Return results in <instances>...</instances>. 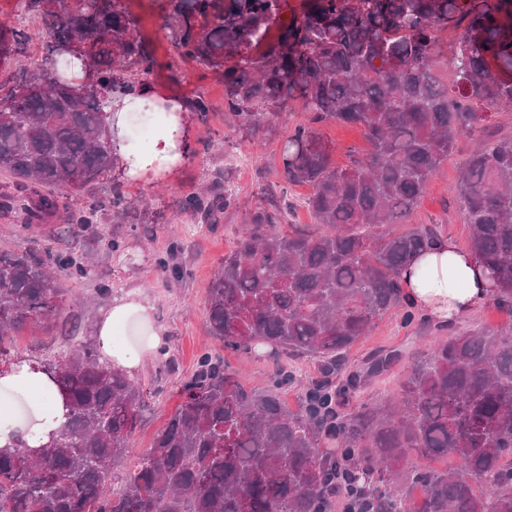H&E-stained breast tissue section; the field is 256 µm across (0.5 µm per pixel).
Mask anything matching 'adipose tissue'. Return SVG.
I'll list each match as a JSON object with an SVG mask.
<instances>
[{
	"mask_svg": "<svg viewBox=\"0 0 512 512\" xmlns=\"http://www.w3.org/2000/svg\"><path fill=\"white\" fill-rule=\"evenodd\" d=\"M163 99L171 105L170 131L162 139L158 156L173 167L180 164L185 155L184 148L179 147L176 141V135L188 117L184 99L164 96L156 85L146 83L138 88L136 99L116 98L113 109L115 117L122 121L133 102L153 103ZM402 280L413 307L443 323L459 320L491 298L492 281L486 265L445 236L439 237L430 249L409 262L402 272ZM152 311V303L147 297L130 293L113 298L111 306L101 316L98 342L104 352L111 354L117 366L136 371L141 357L113 349V327L133 315L150 318ZM0 388L38 398L27 418L0 412V449L21 441L32 446L45 443L65 413L64 400L48 374L31 363L23 362L0 371Z\"/></svg>",
	"mask_w": 512,
	"mask_h": 512,
	"instance_id": "ef3b65f1",
	"label": "adipose tissue"
}]
</instances>
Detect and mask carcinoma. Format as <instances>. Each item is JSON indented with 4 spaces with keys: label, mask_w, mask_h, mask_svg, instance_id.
I'll return each mask as SVG.
<instances>
[{
    "label": "carcinoma",
    "mask_w": 512,
    "mask_h": 512,
    "mask_svg": "<svg viewBox=\"0 0 512 512\" xmlns=\"http://www.w3.org/2000/svg\"><path fill=\"white\" fill-rule=\"evenodd\" d=\"M167 0L172 59L194 61L224 80V109L257 132L299 103L314 122L362 128L370 150L332 165L327 141L299 125L281 149L288 185L306 184L319 230L277 231L283 211L263 210L239 232L208 287L207 328L244 356L269 349L276 371L247 388L225 361L202 355L183 382L181 404L141 457L110 488L114 468L134 454L142 390L96 345L81 342L45 362L67 413L53 440L33 455L0 449V512H512V321L448 333L411 361L400 393L361 400L367 385L399 363L378 350L358 366L347 353L386 311L406 310L401 271L438 239L434 224L407 226L429 177L456 139L512 107V0ZM33 23L58 51L86 50L84 77L41 85L25 64ZM464 26L451 61L437 34ZM0 215L19 235L56 218L86 228L131 202L101 197L114 168L112 99L136 91L158 67L125 0H20L18 21L0 24ZM451 66L450 79L438 75ZM204 119L203 94L187 99ZM63 189L60 205L53 190ZM457 190L469 250L493 273L492 301L512 311V136L463 165ZM212 190L184 196L183 214L209 222L235 206ZM93 266L63 252H0V364L16 331L48 330L68 302L63 277ZM310 359L318 376L297 410L280 391L294 382L288 361ZM444 459L442 470L430 462Z\"/></svg>",
    "instance_id": "1"
}]
</instances>
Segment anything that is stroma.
Listing matches in <instances>:
<instances>
[{
    "label": "stroma",
    "instance_id": "35a3bbf8",
    "mask_svg": "<svg viewBox=\"0 0 512 512\" xmlns=\"http://www.w3.org/2000/svg\"><path fill=\"white\" fill-rule=\"evenodd\" d=\"M165 7L166 0H131L129 9L138 18L140 31L160 63L159 69L147 75V82L184 99L203 93L212 105L205 119L193 117L187 123L192 142L188 157L171 171L138 179L116 172L126 196L136 200L137 205L117 218L103 214L95 236L82 235L78 225L59 220L18 235L0 218L2 251H71L81 258L91 257L94 262L92 278L63 282L66 296L84 302L78 319L59 320L49 331L35 325L20 329L12 338L14 360H59L71 346L96 340L100 312L111 305L114 295L136 289L152 302V327L161 333L165 352L145 359L133 374L144 394L141 419L132 436L138 453L151 447L180 404V384L192 375L201 354L224 357L245 386L266 383L272 372L266 353L246 357L225 349L222 341L209 336L207 288L225 254L233 248L241 227L251 222L257 209L277 208L286 198L291 208L280 231L312 226L305 204L311 190L305 185L285 186L280 156L282 139L295 126L311 124V113L301 105H292L256 136L239 127L231 113L224 110L221 80L193 63H183L177 71H169L172 48L164 30ZM319 128L333 148L336 165L348 164L352 156L363 154L368 148L356 127L330 121L320 123ZM504 135H512L511 108L493 112L486 129L459 138L453 152L429 178L412 215L413 223L439 225L443 235L459 247H466L468 226L456 189L461 166L473 151ZM203 187L232 191L236 208L225 211L215 224L178 215L177 200ZM114 238L122 240L121 251L112 250L110 241ZM175 239L185 245L184 252L169 255L171 263L185 272L178 280L162 274L156 262L157 257L168 255L169 244ZM424 334L419 322H405L400 308L376 320L371 331L350 350L352 363L361 362L379 348L400 349L406 358L372 382L367 398L380 400L398 392L408 371V356L426 350Z\"/></svg>",
    "mask_w": 512,
    "mask_h": 512
}]
</instances>
